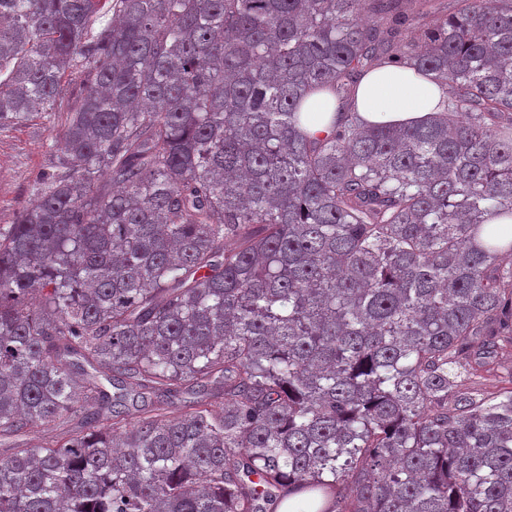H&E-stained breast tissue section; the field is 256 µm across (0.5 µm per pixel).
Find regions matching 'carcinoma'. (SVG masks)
Returning <instances> with one entry per match:
<instances>
[{"label":"carcinoma","mask_w":512,"mask_h":512,"mask_svg":"<svg viewBox=\"0 0 512 512\" xmlns=\"http://www.w3.org/2000/svg\"><path fill=\"white\" fill-rule=\"evenodd\" d=\"M418 2L0 0V128L66 112L0 231V512H512V0ZM387 64L441 110L365 124ZM305 112L313 114H325V118L320 121L311 120L306 123V127L311 134H321L327 131L332 112H334V105L332 102L329 103V98L327 96L314 95L306 104Z\"/></svg>","instance_id":"obj_1"}]
</instances>
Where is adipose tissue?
Listing matches in <instances>:
<instances>
[{
    "mask_svg": "<svg viewBox=\"0 0 512 512\" xmlns=\"http://www.w3.org/2000/svg\"><path fill=\"white\" fill-rule=\"evenodd\" d=\"M443 90L414 69L383 66L365 75L356 90V109L371 124L404 125L434 112Z\"/></svg>",
    "mask_w": 512,
    "mask_h": 512,
    "instance_id": "adipose-tissue-1",
    "label": "adipose tissue"
}]
</instances>
